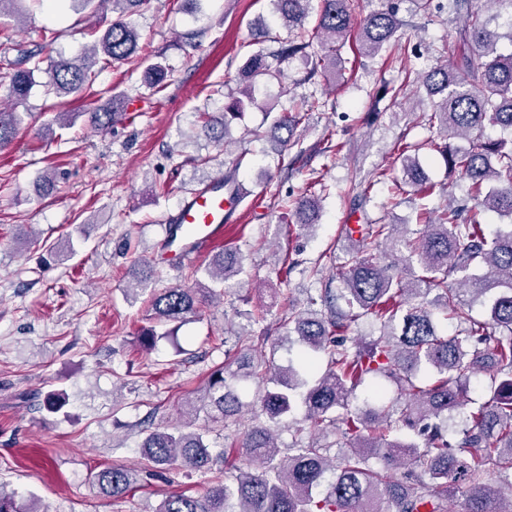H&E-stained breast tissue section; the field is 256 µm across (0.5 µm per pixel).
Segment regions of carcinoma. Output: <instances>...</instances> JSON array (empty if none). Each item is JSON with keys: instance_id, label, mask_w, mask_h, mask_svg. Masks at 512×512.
<instances>
[{"instance_id": "cac0c4a2", "label": "carcinoma", "mask_w": 512, "mask_h": 512, "mask_svg": "<svg viewBox=\"0 0 512 512\" xmlns=\"http://www.w3.org/2000/svg\"><path fill=\"white\" fill-rule=\"evenodd\" d=\"M108 1L115 19L93 48L72 59L53 60L41 48L14 43L2 19L16 17L22 0H0V32L18 53L8 76L14 104L29 96L37 73H48L49 89L67 97L93 83L98 55L111 65L137 53L139 35L127 17L148 0H71L93 12ZM271 2L291 30L303 26L312 0ZM497 5L512 10V0H481L467 12L461 28L467 51L456 63L430 68L421 82L432 97L426 121L438 124L447 140L472 143L467 149L448 143L437 147L446 167L470 182L478 207L512 219V140H483L489 128L512 131V53L496 52L501 34L486 16ZM399 26L391 7L360 18L355 0H319L312 39L273 41L280 43L276 56L282 61L308 56L315 40L326 49L321 60H334L355 30L359 54L372 57L393 40ZM146 75L149 87L159 90L167 71L156 60ZM281 76L264 51L252 53L238 73V95L228 96L219 116L200 113L201 131L224 140L232 120L253 103L255 83ZM320 107L311 97L306 112L278 116L274 128L287 133L280 144H288L307 113ZM120 115L113 98L87 113L89 125L100 131ZM22 123V113L0 109V148L14 141ZM398 160L404 184H422L419 159L402 155ZM317 212L318 199L312 195L296 202L299 224L311 226L310 215ZM355 233L356 247L337 266L343 288L308 296L304 309L288 316V332L303 346L299 367L279 368L269 359L254 358L253 336L240 337L234 345L237 355L225 349L224 366L211 374L196 400L182 405V424L145 435L140 452L146 468L208 470L218 455L204 434L192 429L195 420L202 413L212 422L242 415L238 385L253 381L259 386L251 425L239 442L247 469L239 470L234 483L219 482L200 497L169 495L156 512H450L448 502L458 494L464 497L463 512H512V224L489 237L476 218L459 224L455 211L445 210L415 237L402 236L394 224L345 229L350 237ZM380 247L393 262L373 257L371 251ZM398 259L418 265L406 283L393 273ZM476 265L485 267L486 274H469ZM206 272L207 284L197 280L193 287L151 293L157 319L181 323L195 313L217 295L215 286L243 272L240 253L222 250ZM451 272L462 274L457 288L448 287ZM491 282L498 291L489 299V319L480 321L471 314V301L483 298ZM440 313L456 322L453 334L440 329ZM363 317L380 324L376 341L348 347L338 340ZM481 372L490 375V397L469 411L459 429L455 418L471 403L467 384ZM368 377L394 381L397 396L388 399L377 384L375 405H353L355 390ZM43 405L50 413L61 412L67 405L65 392H47ZM297 405L311 425L341 434L336 456L328 455L329 446L306 444L297 436L288 457H279L274 427ZM372 458L379 464H371ZM490 470L499 474V484L485 481ZM94 480L103 494L121 498L141 483L142 472L114 465L97 471Z\"/></svg>"}]
</instances>
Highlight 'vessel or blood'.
<instances>
[{
    "instance_id": "b4317fda",
    "label": "vessel or blood",
    "mask_w": 512,
    "mask_h": 512,
    "mask_svg": "<svg viewBox=\"0 0 512 512\" xmlns=\"http://www.w3.org/2000/svg\"><path fill=\"white\" fill-rule=\"evenodd\" d=\"M239 206L224 189L223 178H215L183 201L171 221L174 236L164 237L160 249L168 261H182L189 255L209 251L224 236V226Z\"/></svg>"
}]
</instances>
